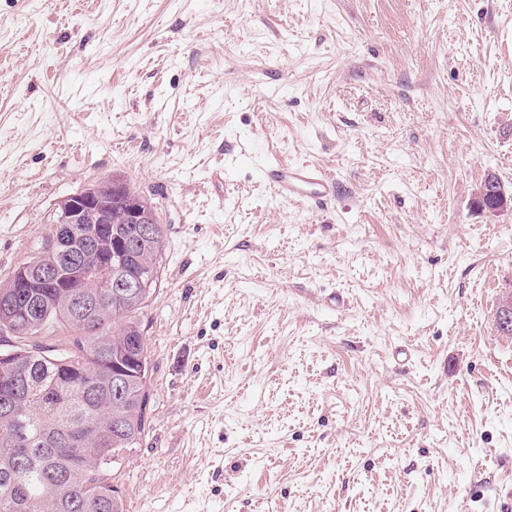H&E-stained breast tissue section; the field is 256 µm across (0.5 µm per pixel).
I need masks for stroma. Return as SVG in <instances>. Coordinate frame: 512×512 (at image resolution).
<instances>
[{
  "label": "stroma",
  "instance_id": "1",
  "mask_svg": "<svg viewBox=\"0 0 512 512\" xmlns=\"http://www.w3.org/2000/svg\"><path fill=\"white\" fill-rule=\"evenodd\" d=\"M277 161L335 198L280 199ZM490 172L512 0H0V284L97 180L165 230L127 512H512ZM262 175L284 200L325 205L335 195L334 180L312 164L276 162L263 169Z\"/></svg>",
  "mask_w": 512,
  "mask_h": 512
}]
</instances>
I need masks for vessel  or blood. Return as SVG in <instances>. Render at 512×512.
<instances>
[{"label": "vessel or blood", "mask_w": 512, "mask_h": 512, "mask_svg": "<svg viewBox=\"0 0 512 512\" xmlns=\"http://www.w3.org/2000/svg\"><path fill=\"white\" fill-rule=\"evenodd\" d=\"M262 174L277 195L288 201L305 200L323 205L335 195V182L320 167L312 164L276 162Z\"/></svg>", "instance_id": "vessel-or-blood-1"}]
</instances>
